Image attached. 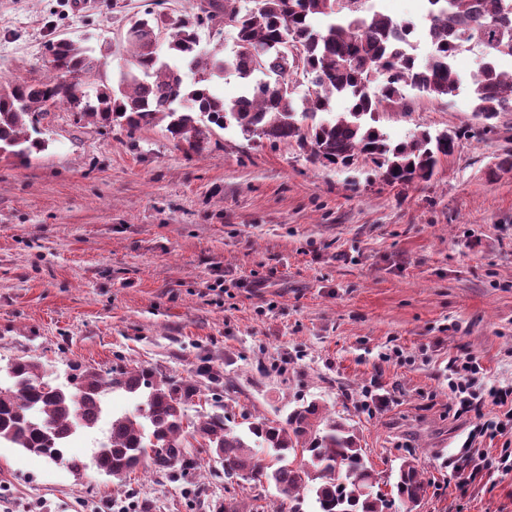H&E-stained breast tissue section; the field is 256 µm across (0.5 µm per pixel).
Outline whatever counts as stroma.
Segmentation results:
<instances>
[{
    "label": "stroma",
    "instance_id": "obj_1",
    "mask_svg": "<svg viewBox=\"0 0 512 512\" xmlns=\"http://www.w3.org/2000/svg\"><path fill=\"white\" fill-rule=\"evenodd\" d=\"M148 0H0V79L47 77L49 42L115 49ZM395 141L458 132L427 182L391 185L368 158L307 161L295 142L213 129L202 150L164 123L131 131L52 109L43 151L0 156V366L19 357L66 382L143 366L197 379L191 415L270 420L316 400L354 425L375 471L402 460L426 482L412 512H512V427L470 438L448 367L472 357L487 385L512 386V177L488 167L512 150V112L483 121L467 89L383 112ZM384 395L385 407L371 397ZM70 452L80 473L0 445V512H113L148 498L156 512H220L224 473L200 454L190 474L140 470L120 481ZM478 478H471L473 469Z\"/></svg>",
    "mask_w": 512,
    "mask_h": 512
}]
</instances>
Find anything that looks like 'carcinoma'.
I'll return each mask as SVG.
<instances>
[{
    "mask_svg": "<svg viewBox=\"0 0 512 512\" xmlns=\"http://www.w3.org/2000/svg\"><path fill=\"white\" fill-rule=\"evenodd\" d=\"M238 2L199 0L191 19H171L156 3L130 21L123 42L131 68L111 84L106 67L112 43L97 50L74 40L50 43L47 81L0 82V155L28 159L44 150L35 125L51 108L65 105L81 119L120 121L131 131L165 121L173 139L192 147L212 127L233 124L250 138L294 141L313 162L346 166L364 155L390 184L426 182L454 153L459 134L422 132L395 143L379 128V115L388 108L409 111L412 91L437 99L454 95L460 79L452 59L475 46L490 60L471 78L473 112L486 121L512 112V72L494 61L512 58V0H426L430 24L421 37L430 51L423 60L405 49L415 26L365 7L367 0H249L244 8ZM316 18L322 19L319 27ZM216 23L235 32V47L223 57L198 49V29ZM159 28L165 53L152 40ZM287 41L301 47L311 85L299 100L293 82L298 68ZM187 70L194 74L189 85ZM227 72L245 85L231 102L209 91ZM338 97L349 107L333 114ZM198 373L211 379L212 400L219 403L223 375L209 365ZM116 389L142 394L137 413L109 417L107 396ZM198 394L193 380L145 367L105 375L86 369L57 384L47 365L22 357L0 378V443L77 472L83 464L67 456V445L78 431H92L107 419V441L92 460L120 481L146 466L184 473L204 452L224 468L230 486L238 480L274 485L288 512H385L380 477L345 419L311 401L278 421L245 414L246 430L237 433L222 412L191 419L188 410ZM391 492L402 502L421 499L419 470L399 469Z\"/></svg>",
    "mask_w": 512,
    "mask_h": 512,
    "instance_id": "carcinoma-1",
    "label": "carcinoma"
}]
</instances>
